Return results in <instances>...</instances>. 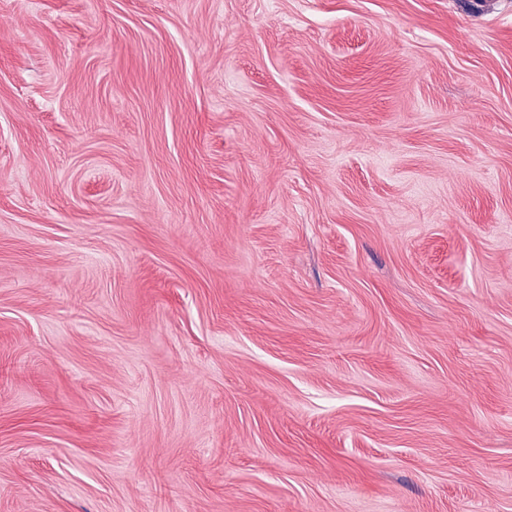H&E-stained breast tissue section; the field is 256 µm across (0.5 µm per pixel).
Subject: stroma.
Returning a JSON list of instances; mask_svg holds the SVG:
<instances>
[{
    "label": "stroma",
    "mask_w": 512,
    "mask_h": 512,
    "mask_svg": "<svg viewBox=\"0 0 512 512\" xmlns=\"http://www.w3.org/2000/svg\"><path fill=\"white\" fill-rule=\"evenodd\" d=\"M0 512H512V0H0Z\"/></svg>",
    "instance_id": "obj_1"
}]
</instances>
